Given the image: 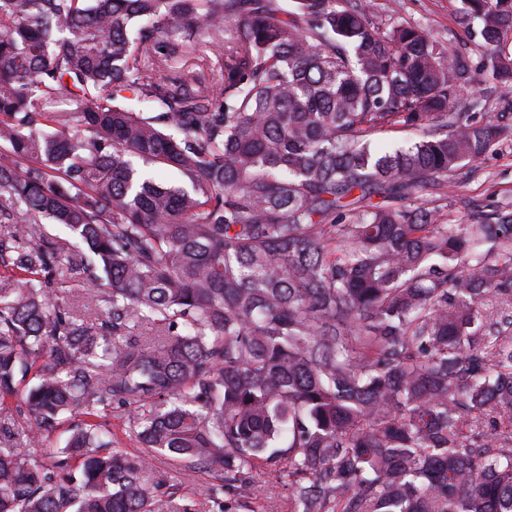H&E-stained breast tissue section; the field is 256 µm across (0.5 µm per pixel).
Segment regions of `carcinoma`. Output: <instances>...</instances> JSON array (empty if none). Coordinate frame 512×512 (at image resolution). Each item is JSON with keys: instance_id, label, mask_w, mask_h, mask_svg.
Returning <instances> with one entry per match:
<instances>
[{"instance_id": "carcinoma-1", "label": "carcinoma", "mask_w": 512, "mask_h": 512, "mask_svg": "<svg viewBox=\"0 0 512 512\" xmlns=\"http://www.w3.org/2000/svg\"><path fill=\"white\" fill-rule=\"evenodd\" d=\"M460 4L475 60L377 0H0V395L47 358L0 512H167L157 456L220 510L268 470L290 512H512V213L407 204L512 135L461 100L512 89V0ZM80 270L94 321L48 290ZM119 408L117 404H112V414L98 419L100 423L112 430V441L115 448L129 453H137L140 444L135 436V432L130 427L127 414Z\"/></svg>"}]
</instances>
